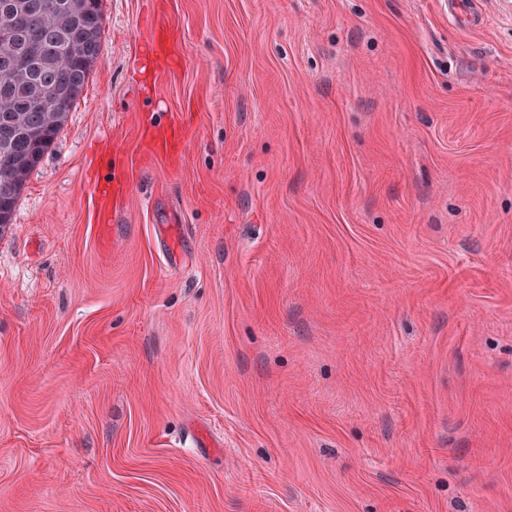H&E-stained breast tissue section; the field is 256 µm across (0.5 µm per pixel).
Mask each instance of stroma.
<instances>
[{
  "instance_id": "stroma-1",
  "label": "stroma",
  "mask_w": 512,
  "mask_h": 512,
  "mask_svg": "<svg viewBox=\"0 0 512 512\" xmlns=\"http://www.w3.org/2000/svg\"><path fill=\"white\" fill-rule=\"evenodd\" d=\"M168 2L0 230V512H512V0Z\"/></svg>"
}]
</instances>
